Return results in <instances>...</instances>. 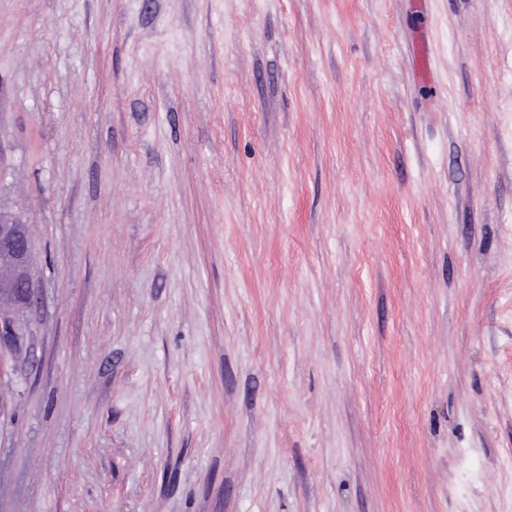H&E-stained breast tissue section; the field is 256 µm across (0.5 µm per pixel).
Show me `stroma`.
Returning a JSON list of instances; mask_svg holds the SVG:
<instances>
[{
  "label": "stroma",
  "mask_w": 512,
  "mask_h": 512,
  "mask_svg": "<svg viewBox=\"0 0 512 512\" xmlns=\"http://www.w3.org/2000/svg\"><path fill=\"white\" fill-rule=\"evenodd\" d=\"M0 206V512H512V0H0ZM32 253L29 224L0 206V257L8 263L3 277L0 268V372L7 358L15 361L27 355L33 335L39 284L29 272Z\"/></svg>",
  "instance_id": "35a3bbf8"
}]
</instances>
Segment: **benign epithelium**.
Returning <instances> with one entry per match:
<instances>
[{
	"instance_id": "1",
	"label": "benign epithelium",
	"mask_w": 512,
	"mask_h": 512,
	"mask_svg": "<svg viewBox=\"0 0 512 512\" xmlns=\"http://www.w3.org/2000/svg\"><path fill=\"white\" fill-rule=\"evenodd\" d=\"M32 239L29 224L0 205V257L8 269L0 276V370L6 359L28 353L39 284L30 275Z\"/></svg>"
}]
</instances>
